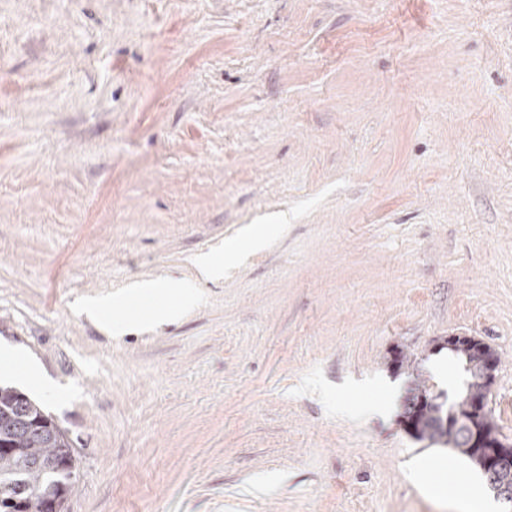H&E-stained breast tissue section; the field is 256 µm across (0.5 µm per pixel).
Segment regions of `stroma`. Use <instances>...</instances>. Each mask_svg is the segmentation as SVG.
I'll return each instance as SVG.
<instances>
[{"instance_id": "35a3bbf8", "label": "stroma", "mask_w": 512, "mask_h": 512, "mask_svg": "<svg viewBox=\"0 0 512 512\" xmlns=\"http://www.w3.org/2000/svg\"><path fill=\"white\" fill-rule=\"evenodd\" d=\"M255 224L188 318L80 315ZM454 334L512 444V0H0V345L67 512H465L401 423Z\"/></svg>"}]
</instances>
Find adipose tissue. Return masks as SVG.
I'll use <instances>...</instances> for the list:
<instances>
[{
	"label": "adipose tissue",
	"mask_w": 512,
	"mask_h": 512,
	"mask_svg": "<svg viewBox=\"0 0 512 512\" xmlns=\"http://www.w3.org/2000/svg\"><path fill=\"white\" fill-rule=\"evenodd\" d=\"M282 230L279 224H260L252 230L247 241L237 240L225 244L221 256L195 258L197 280L218 277L226 264L240 258L245 247L260 246L271 235ZM197 280L185 281L178 288L169 287L160 279L139 282L124 294L87 300L83 309L105 331L121 334L138 326L146 317L157 322H168L190 313L199 301Z\"/></svg>",
	"instance_id": "1"
}]
</instances>
